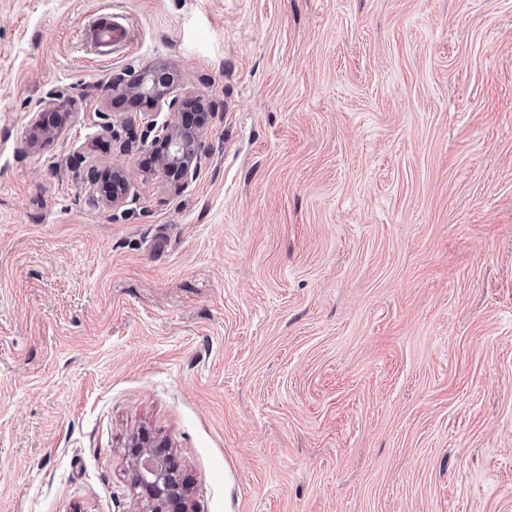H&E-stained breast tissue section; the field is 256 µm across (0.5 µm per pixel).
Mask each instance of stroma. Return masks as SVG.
I'll return each mask as SVG.
<instances>
[{"instance_id":"obj_1","label":"stroma","mask_w":512,"mask_h":512,"mask_svg":"<svg viewBox=\"0 0 512 512\" xmlns=\"http://www.w3.org/2000/svg\"><path fill=\"white\" fill-rule=\"evenodd\" d=\"M102 2L0 0V512H132L144 427L188 512H512V0ZM92 32L94 40L103 46L117 45L124 36V28L116 20L100 23L93 28ZM150 72L141 74L137 79L131 82H126L124 77L117 75L111 77L109 86L113 91H121L129 98H147L149 103L157 112H161L164 106L169 110H175L178 106V99L172 98L171 87L168 85H159L154 80H151ZM154 113V114H157ZM213 112H179L174 122L158 127V134L145 148L155 157L160 171L176 182L186 183L195 173L200 158L201 130ZM130 183L123 170H115L112 173V181L108 184L102 194L106 202L112 204V207L124 203L129 194Z\"/></svg>"}]
</instances>
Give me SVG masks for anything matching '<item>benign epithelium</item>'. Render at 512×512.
Segmentation results:
<instances>
[{"label": "benign epithelium", "mask_w": 512, "mask_h": 512, "mask_svg": "<svg viewBox=\"0 0 512 512\" xmlns=\"http://www.w3.org/2000/svg\"><path fill=\"white\" fill-rule=\"evenodd\" d=\"M109 86L130 98L149 99L157 111L165 106L170 110L178 106V99L171 97V87L151 80L149 72L131 82L117 75L110 79ZM51 115L50 105L41 112L33 113L30 128L35 134H54L50 124ZM210 116L209 112H179L175 121H166L160 126L155 123L153 116H148V123L158 127V134L146 150L154 155L158 169L167 177L184 183L190 173L197 170L200 134ZM129 188L124 171L117 169L101 194L106 202L116 206L124 203ZM125 453L129 459L131 482L137 490L135 512H186L190 489L172 458L168 440L143 431L125 445Z\"/></svg>", "instance_id": "7a95c632"}]
</instances>
